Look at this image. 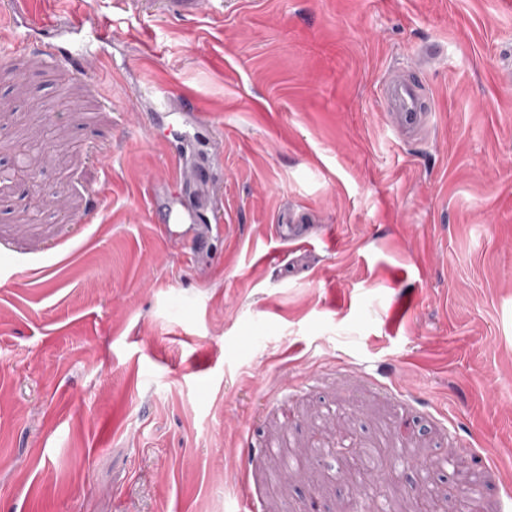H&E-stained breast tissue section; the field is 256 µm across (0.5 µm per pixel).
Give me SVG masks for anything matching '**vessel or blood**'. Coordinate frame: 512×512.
Listing matches in <instances>:
<instances>
[{
	"mask_svg": "<svg viewBox=\"0 0 512 512\" xmlns=\"http://www.w3.org/2000/svg\"><path fill=\"white\" fill-rule=\"evenodd\" d=\"M381 94L390 124L402 133L404 141L425 138L434 107L421 83L398 69L383 83Z\"/></svg>",
	"mask_w": 512,
	"mask_h": 512,
	"instance_id": "obj_1",
	"label": "vessel or blood"
}]
</instances>
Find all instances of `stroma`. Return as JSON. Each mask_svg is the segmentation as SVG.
Here are the masks:
<instances>
[{
    "label": "stroma",
    "instance_id": "obj_1",
    "mask_svg": "<svg viewBox=\"0 0 512 512\" xmlns=\"http://www.w3.org/2000/svg\"><path fill=\"white\" fill-rule=\"evenodd\" d=\"M26 10L0 23L28 38L0 53V158L59 136L0 192V512H364L362 485L466 481L512 512V0ZM429 42L407 143L380 87ZM404 444L379 477L346 460Z\"/></svg>",
    "mask_w": 512,
    "mask_h": 512
}]
</instances>
